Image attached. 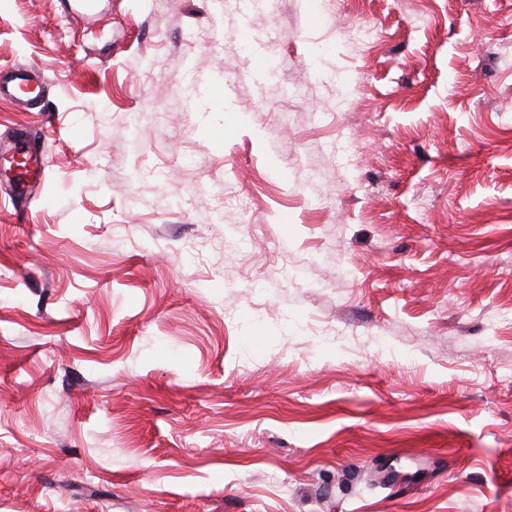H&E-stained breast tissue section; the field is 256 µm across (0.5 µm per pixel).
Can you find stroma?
<instances>
[{
  "label": "stroma",
  "instance_id": "1",
  "mask_svg": "<svg viewBox=\"0 0 512 512\" xmlns=\"http://www.w3.org/2000/svg\"><path fill=\"white\" fill-rule=\"evenodd\" d=\"M243 8L0 0V512H512V0ZM0 95L20 104H31L46 95L45 82L22 64L0 74Z\"/></svg>",
  "mask_w": 512,
  "mask_h": 512
}]
</instances>
